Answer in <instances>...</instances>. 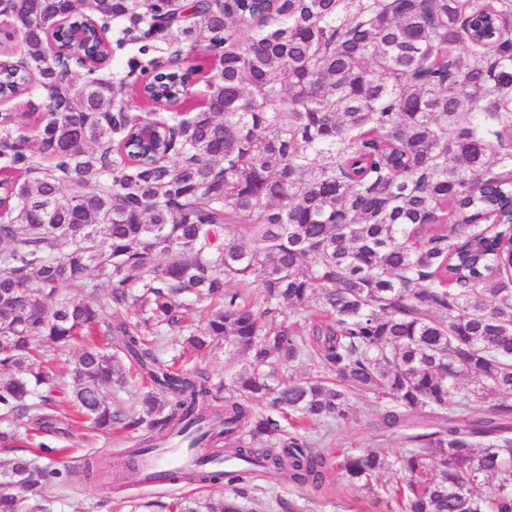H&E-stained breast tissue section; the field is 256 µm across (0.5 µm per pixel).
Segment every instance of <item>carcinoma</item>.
Masks as SVG:
<instances>
[{
  "label": "carcinoma",
  "mask_w": 512,
  "mask_h": 512,
  "mask_svg": "<svg viewBox=\"0 0 512 512\" xmlns=\"http://www.w3.org/2000/svg\"><path fill=\"white\" fill-rule=\"evenodd\" d=\"M8 8L4 51L20 41L34 70L5 59L0 92L35 91L45 110L35 147L0 113V415L51 431L49 397L34 399L46 348L79 343V422L147 425L135 454L182 435L240 462L165 474L230 488L190 512H247L266 473L302 492L338 479L395 512H512V0ZM69 15L110 19L98 63L130 52L127 70L109 81L51 57L49 23ZM201 52L219 67L187 112L176 92ZM131 89L169 106L131 112ZM101 278L113 306L140 311L108 325L110 353L93 340ZM190 296L219 308L186 326L183 354L222 340L247 356L224 398L156 353ZM126 359L151 383L135 419L102 397ZM353 390L379 400L376 437L404 443L407 483L382 481L378 450L332 458L310 441L347 419ZM4 471L22 480L0 488V512H28L59 475L25 455Z\"/></svg>",
  "instance_id": "carcinoma-1"
}]
</instances>
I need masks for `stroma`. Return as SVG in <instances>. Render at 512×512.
Instances as JSON below:
<instances>
[{
  "mask_svg": "<svg viewBox=\"0 0 512 512\" xmlns=\"http://www.w3.org/2000/svg\"><path fill=\"white\" fill-rule=\"evenodd\" d=\"M53 401L52 413L59 423L52 432L36 430L27 420L10 422V429L27 437L31 447L47 445L70 451L69 464L93 457L106 462L108 476H91L80 480L72 497H64L58 480L47 483L43 492L42 512H180L194 501L217 499L223 496V484L206 487L184 483L146 484L138 472L125 469L124 461L131 451L129 441H121L112 435L96 437L85 435L75 426H65L64 421L72 410L70 378L63 369L54 368L50 388ZM373 406L363 397H355L348 420L338 422L331 435L320 440L318 451L336 456L347 449L372 448L375 431ZM352 495L350 489L338 487L324 495L310 491L300 495L280 477L269 474L258 481L256 488L248 490L245 504L249 512H268L269 498L280 497L281 508L277 512H347L346 505Z\"/></svg>",
  "mask_w": 512,
  "mask_h": 512,
  "instance_id": "stroma-1",
  "label": "stroma"
}]
</instances>
